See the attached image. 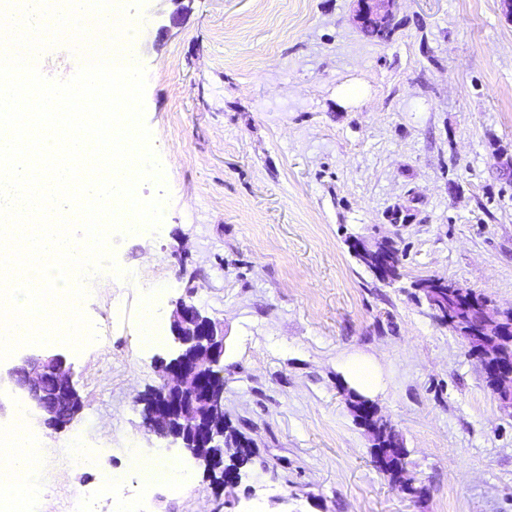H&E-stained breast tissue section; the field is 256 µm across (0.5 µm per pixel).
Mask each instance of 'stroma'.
I'll use <instances>...</instances> for the list:
<instances>
[{"mask_svg":"<svg viewBox=\"0 0 512 512\" xmlns=\"http://www.w3.org/2000/svg\"><path fill=\"white\" fill-rule=\"evenodd\" d=\"M357 0H147L139 64L144 123L169 193L158 230L109 250L137 280L89 281L98 339L53 345L82 400L51 439L39 479L48 512H72L94 471L71 470L81 430L114 468L129 448H168L191 487H160L141 512H512V417L468 343L415 299L435 276L512 307V19L501 0H404L387 41ZM393 238L401 278L377 281L348 241ZM162 291L159 334L139 341L145 283ZM224 326V419L255 466L216 496L173 439L148 431L139 398L175 345L177 301ZM365 395L408 451L419 496L393 488L344 392Z\"/></svg>","mask_w":512,"mask_h":512,"instance_id":"stroma-1","label":"stroma"}]
</instances>
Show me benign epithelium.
<instances>
[{
    "mask_svg": "<svg viewBox=\"0 0 512 512\" xmlns=\"http://www.w3.org/2000/svg\"><path fill=\"white\" fill-rule=\"evenodd\" d=\"M401 0H358L357 19H372L384 26L394 21ZM394 241L387 238L372 244L357 241L353 250L377 258L374 274L382 282L392 281L390 274L394 258ZM484 322L478 329L464 332L468 342L476 343L481 335L504 327L512 335V321L507 311L484 308ZM171 332L178 348L164 368L161 387L149 392L144 398L143 424L161 437H171L182 442L194 458L219 472L216 488L223 490L240 482V476L224 473L223 448L233 447L235 452L248 447V441L234 442L226 438L224 422V384L216 375L224 359V336L216 323L202 315L192 304L180 301L171 316ZM491 355L481 356L484 367L504 379L508 394L499 396L504 413H512V361L496 364ZM55 379L56 388L51 395L42 390L47 375ZM23 390L39 411L68 419L79 405V397L73 388L71 368L65 366L59 355H35L25 358L21 364L0 373L3 383Z\"/></svg>",
    "mask_w": 512,
    "mask_h": 512,
    "instance_id": "benign-epithelium-1",
    "label": "benign epithelium"
}]
</instances>
